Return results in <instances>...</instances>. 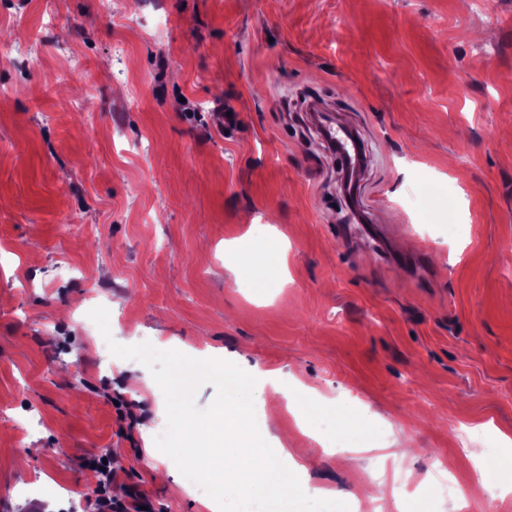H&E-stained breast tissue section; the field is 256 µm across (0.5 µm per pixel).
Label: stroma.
Listing matches in <instances>:
<instances>
[{"mask_svg": "<svg viewBox=\"0 0 512 512\" xmlns=\"http://www.w3.org/2000/svg\"><path fill=\"white\" fill-rule=\"evenodd\" d=\"M313 106L365 147L350 195ZM507 251L512 0H0V512H84L101 453L118 499L207 512L154 444L164 395L98 366V306L119 345L307 386L254 406L311 496L355 507L371 471L392 512H455L406 486L452 470L512 512V463L478 477L512 438ZM309 403L352 447L298 427Z\"/></svg>", "mask_w": 512, "mask_h": 512, "instance_id": "1", "label": "stroma"}]
</instances>
